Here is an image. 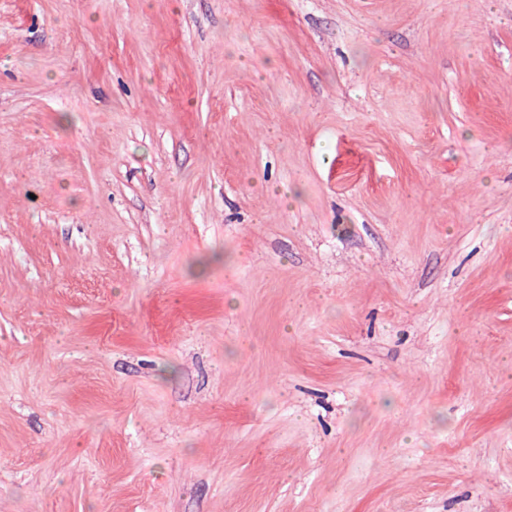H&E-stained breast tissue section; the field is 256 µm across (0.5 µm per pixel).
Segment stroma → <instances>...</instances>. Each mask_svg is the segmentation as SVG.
<instances>
[{"mask_svg": "<svg viewBox=\"0 0 512 512\" xmlns=\"http://www.w3.org/2000/svg\"><path fill=\"white\" fill-rule=\"evenodd\" d=\"M0 512H512V0H0Z\"/></svg>", "mask_w": 512, "mask_h": 512, "instance_id": "obj_1", "label": "stroma"}]
</instances>
